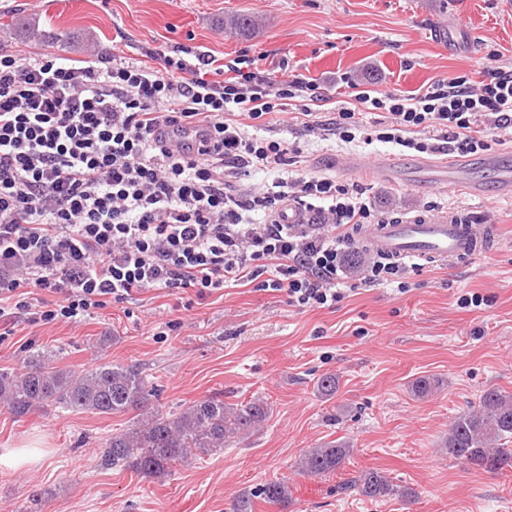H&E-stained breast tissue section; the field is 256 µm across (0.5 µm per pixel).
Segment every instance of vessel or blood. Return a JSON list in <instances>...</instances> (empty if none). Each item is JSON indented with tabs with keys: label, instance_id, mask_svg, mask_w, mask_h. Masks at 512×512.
<instances>
[{
	"label": "vessel or blood",
	"instance_id": "vessel-or-blood-1",
	"mask_svg": "<svg viewBox=\"0 0 512 512\" xmlns=\"http://www.w3.org/2000/svg\"><path fill=\"white\" fill-rule=\"evenodd\" d=\"M496 172L498 192L512 194V164L499 156L487 157ZM435 182L459 193H480L460 167L448 165L434 174ZM365 242L379 255L398 261L410 258L461 262L487 251L494 242L492 226L472 224L468 214L456 212L437 218L416 217L373 225Z\"/></svg>",
	"mask_w": 512,
	"mask_h": 512
}]
</instances>
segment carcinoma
<instances>
[{
	"label": "carcinoma",
	"mask_w": 512,
	"mask_h": 512,
	"mask_svg": "<svg viewBox=\"0 0 512 512\" xmlns=\"http://www.w3.org/2000/svg\"><path fill=\"white\" fill-rule=\"evenodd\" d=\"M252 17L233 14L224 28L241 38L250 35ZM440 380L424 376L412 384V392L424 398L435 392ZM149 393L142 374L132 366L103 363L86 370H64L52 365L49 351H37L25 359L21 373H0V403L17 418L57 406L99 414H117L146 407ZM268 417L261 401L227 404L212 396L189 404L169 415L150 411L127 428L105 439L100 465L105 469L127 468L139 474L163 476L175 462L186 463L197 454L222 449L242 435L259 430ZM512 393L486 391L477 409L455 418L448 429V454L490 472L512 470ZM349 454V445L334 440L304 454L302 471L326 475L338 470ZM368 498L396 492L383 473L371 470L347 482ZM264 499L288 505V484L271 481L260 488Z\"/></svg>",
	"instance_id": "obj_1"
}]
</instances>
